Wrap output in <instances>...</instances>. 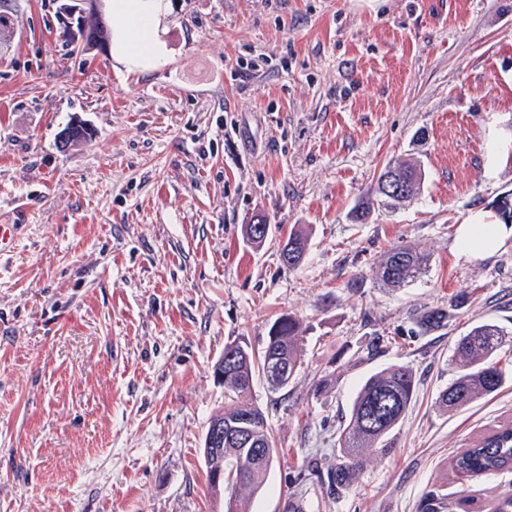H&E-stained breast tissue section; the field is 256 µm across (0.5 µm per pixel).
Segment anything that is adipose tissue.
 <instances>
[{
  "mask_svg": "<svg viewBox=\"0 0 512 512\" xmlns=\"http://www.w3.org/2000/svg\"><path fill=\"white\" fill-rule=\"evenodd\" d=\"M106 6L112 16L113 60L142 72L155 68L163 54L164 0H107ZM511 237V226L488 224L477 216L461 228V252L469 257L487 256Z\"/></svg>",
  "mask_w": 512,
  "mask_h": 512,
  "instance_id": "1",
  "label": "adipose tissue"
}]
</instances>
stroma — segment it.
I'll use <instances>...</instances> for the list:
<instances>
[{
    "instance_id": "35a3bbf8",
    "label": "stroma",
    "mask_w": 512,
    "mask_h": 512,
    "mask_svg": "<svg viewBox=\"0 0 512 512\" xmlns=\"http://www.w3.org/2000/svg\"><path fill=\"white\" fill-rule=\"evenodd\" d=\"M150 72L71 51L59 0H0V512H224L202 455L224 411L226 344L262 350L301 323L294 381L255 382L279 450L251 512H491L512 472L456 474L451 458L512 422V375L447 413L458 336L512 333V238L461 254L476 213L512 195V0H168ZM87 142L60 149L69 123ZM425 180L400 209L350 212L387 163ZM266 218L261 245L246 225ZM308 228L297 268L278 243ZM407 241L431 257L397 290L371 269ZM447 312L425 330L422 314ZM409 367L415 393L357 482L302 481L336 463L362 380Z\"/></svg>"
}]
</instances>
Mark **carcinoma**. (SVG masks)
Masks as SVG:
<instances>
[{
	"mask_svg": "<svg viewBox=\"0 0 512 512\" xmlns=\"http://www.w3.org/2000/svg\"><path fill=\"white\" fill-rule=\"evenodd\" d=\"M65 42L85 53L103 51L109 39L105 22L91 18L88 28L81 26L64 29ZM395 170L407 182V195L389 196L376 186V194L383 205L395 209L403 202L420 194L425 175L415 162L387 165L380 177ZM310 245L309 234L296 230L288 235V252L296 254L302 263ZM429 255L409 243L390 247L373 269L374 280L381 287L400 288L414 282L427 268ZM448 314L432 310L423 314L420 324L427 330L444 325ZM272 326L276 334H268L263 350L256 354L245 342L224 346V413L217 418L224 421V456L211 459L209 467L224 469V482L211 484L214 491H224L225 512H249L244 491L262 488L271 463L253 453L255 448H273L274 441L263 410L252 397L254 381L262 377L273 390H283L294 380L301 354L300 325L290 314L278 317ZM507 333L497 324L482 323L457 339L454 359L459 366L458 376L438 398V406L447 411H458L476 400L489 396L502 386L503 373L498 355L506 343ZM288 371L281 377L276 371ZM412 372L404 366H393L378 371L364 380L352 403L347 425L338 438L337 462L327 472L329 493L340 495L351 488L357 479L365 456L384 454L390 447L389 436L404 418L414 395ZM245 428L251 444L243 448L234 430ZM458 472L482 477L512 471V426L501 425L482 436L476 444L459 452L452 459ZM419 512H450L448 494L440 489L428 491L420 503Z\"/></svg>",
	"mask_w": 512,
	"mask_h": 512,
	"instance_id": "carcinoma-1",
	"label": "carcinoma"
}]
</instances>
